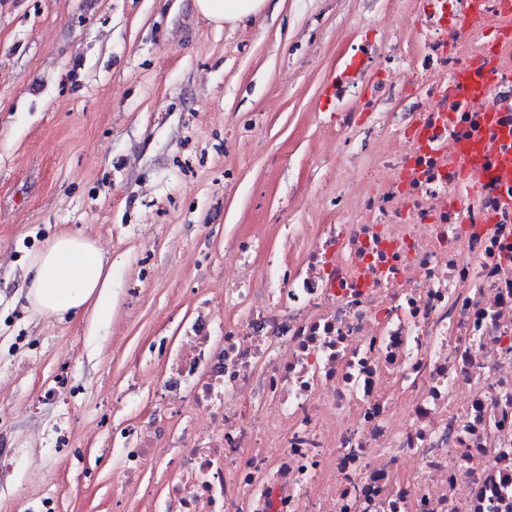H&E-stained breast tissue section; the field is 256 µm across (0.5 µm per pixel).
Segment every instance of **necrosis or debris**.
I'll list each match as a JSON object with an SVG mask.
<instances>
[{
	"label": "necrosis or debris",
	"mask_w": 512,
	"mask_h": 512,
	"mask_svg": "<svg viewBox=\"0 0 512 512\" xmlns=\"http://www.w3.org/2000/svg\"><path fill=\"white\" fill-rule=\"evenodd\" d=\"M462 3L417 4L396 67L424 108L346 113L361 147L335 208L283 225L276 281L239 247L223 335L204 307L184 324L160 386L183 420L121 466H174L148 512H512V43L472 40L512 11ZM466 70L493 84L460 103Z\"/></svg>",
	"instance_id": "obj_1"
}]
</instances>
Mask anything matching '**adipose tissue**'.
<instances>
[{
    "instance_id": "ef3b65f1",
    "label": "adipose tissue",
    "mask_w": 512,
    "mask_h": 512,
    "mask_svg": "<svg viewBox=\"0 0 512 512\" xmlns=\"http://www.w3.org/2000/svg\"><path fill=\"white\" fill-rule=\"evenodd\" d=\"M208 21L235 24L261 15L267 0H195ZM26 300L40 314L64 317L90 308L100 312L112 303V270L92 242L63 232L33 259Z\"/></svg>"
}]
</instances>
